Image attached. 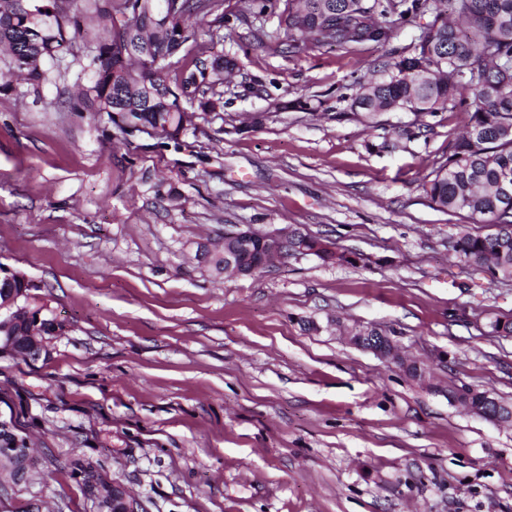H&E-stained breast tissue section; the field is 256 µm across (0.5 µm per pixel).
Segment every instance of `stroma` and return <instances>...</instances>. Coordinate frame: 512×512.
Wrapping results in <instances>:
<instances>
[{"mask_svg": "<svg viewBox=\"0 0 512 512\" xmlns=\"http://www.w3.org/2000/svg\"><path fill=\"white\" fill-rule=\"evenodd\" d=\"M214 49L235 62L224 107L178 147L122 140L71 108L88 44L27 84L0 60V263L26 275L57 330L38 360L0 353V416L36 465L0 512H92L51 458L89 459L143 512H512V428L448 399L512 402V284L450 249L491 225L436 210L425 182L469 113L351 107L389 48L289 45L277 14L223 0ZM285 226L344 263L293 255L258 276L212 264L225 232ZM391 331L418 381L346 344Z\"/></svg>", "mask_w": 512, "mask_h": 512, "instance_id": "obj_1", "label": "stroma"}]
</instances>
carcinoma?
Masks as SVG:
<instances>
[{
  "instance_id": "1",
  "label": "carcinoma",
  "mask_w": 512,
  "mask_h": 512,
  "mask_svg": "<svg viewBox=\"0 0 512 512\" xmlns=\"http://www.w3.org/2000/svg\"><path fill=\"white\" fill-rule=\"evenodd\" d=\"M40 6L28 18L19 0H0V50L27 80L43 75L77 42L93 45L91 76L76 99L82 112L104 113L124 137L151 128L170 140L190 124L182 102L204 112L223 107L215 90L233 61L210 54L188 19L210 13L219 0H30ZM429 17L409 53L385 64L386 77L360 85L351 107L369 119L393 109L436 116L470 113L466 133L448 143V157L425 183L427 197L444 213L490 216L496 231L467 233L452 249L475 270L512 281V0H285L279 24L288 41L336 45L355 51L385 47L400 22ZM200 43L192 66L174 80L167 60ZM0 442L28 447L27 436L0 428ZM70 477L89 497L112 486L91 460L69 464Z\"/></svg>"
}]
</instances>
